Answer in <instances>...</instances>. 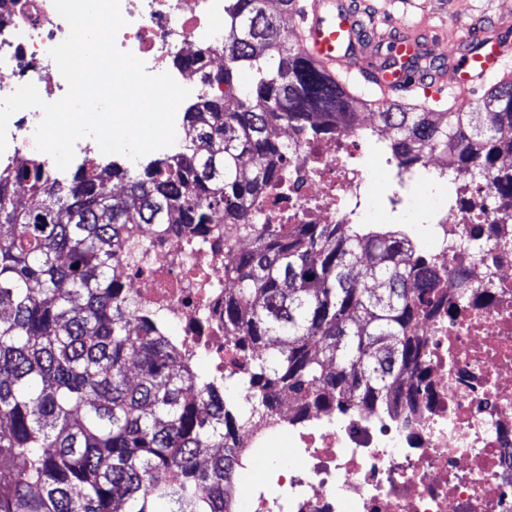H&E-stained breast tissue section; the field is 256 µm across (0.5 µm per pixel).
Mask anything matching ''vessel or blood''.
I'll use <instances>...</instances> for the list:
<instances>
[{
	"instance_id": "obj_1",
	"label": "vessel or blood",
	"mask_w": 512,
	"mask_h": 512,
	"mask_svg": "<svg viewBox=\"0 0 512 512\" xmlns=\"http://www.w3.org/2000/svg\"><path fill=\"white\" fill-rule=\"evenodd\" d=\"M298 46L319 71L349 81L363 78L384 96L435 86L457 101H467L478 80L501 70L512 49L495 45L485 55L458 58L454 77L445 70L424 72L388 71L360 50L363 34L358 14L348 0H303L302 13L295 23Z\"/></svg>"
}]
</instances>
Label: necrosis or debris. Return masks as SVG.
Wrapping results in <instances>:
<instances>
[{"instance_id": "4bbe7bcc", "label": "necrosis or debris", "mask_w": 512, "mask_h": 512, "mask_svg": "<svg viewBox=\"0 0 512 512\" xmlns=\"http://www.w3.org/2000/svg\"><path fill=\"white\" fill-rule=\"evenodd\" d=\"M120 11L116 44L147 73L169 72L194 101L223 98V84L185 62L200 58L211 73L222 65L224 0H120ZM68 33L53 0H0V99L31 80L45 101L61 99L68 85L48 51ZM41 118L35 108L11 116L0 171L35 155ZM368 139L360 122L314 139L288 131V195L258 194L256 223H383ZM454 186L469 205L439 213L434 262L448 279L439 312L417 326L425 349L411 382L414 409L299 418L265 410L245 388L232 391L243 415L230 487L237 512H512V222L494 208L491 181L475 186L460 173ZM215 221L204 240L133 225L143 247L122 276L139 307L168 326L178 361L205 359L211 376L239 380L251 359L224 335V257L245 238L223 215Z\"/></svg>"}]
</instances>
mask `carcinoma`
<instances>
[{
    "mask_svg": "<svg viewBox=\"0 0 512 512\" xmlns=\"http://www.w3.org/2000/svg\"><path fill=\"white\" fill-rule=\"evenodd\" d=\"M299 8L224 0V69L206 78L236 93L188 108L179 156L69 176L32 159L0 176V512H233L236 412L126 291L132 224L198 235L221 212L244 226L248 247L224 261V335L261 350L241 380L261 406L413 407L416 324L443 304L442 270L401 224H252L250 202L288 178L277 127L326 134L372 109L398 178L438 156L493 175L506 212L512 77L462 109L365 99L282 41ZM244 66L248 87L236 82Z\"/></svg>",
    "mask_w": 512,
    "mask_h": 512,
    "instance_id": "carcinoma-1",
    "label": "carcinoma"
}]
</instances>
